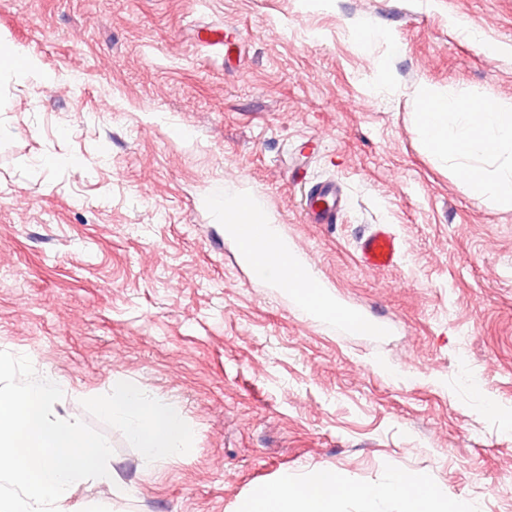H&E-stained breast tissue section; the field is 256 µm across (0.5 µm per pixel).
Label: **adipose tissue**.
I'll return each mask as SVG.
<instances>
[{"mask_svg": "<svg viewBox=\"0 0 512 512\" xmlns=\"http://www.w3.org/2000/svg\"><path fill=\"white\" fill-rule=\"evenodd\" d=\"M415 97L433 108L430 116L419 119L425 147L452 163L475 199L512 209V98L485 102L483 111L473 112L436 86H419ZM487 159L497 161L494 173L483 168ZM99 408L124 426L140 451L143 469L179 457L189 444L191 432L181 410L150 397L136 384L113 383ZM347 497L360 502L361 512H374L380 497L397 501L400 512L448 509L443 492L419 473L391 475L379 489L369 491L336 469L318 467L300 478L265 486L245 502L242 512H339L340 501Z\"/></svg>", "mask_w": 512, "mask_h": 512, "instance_id": "1", "label": "adipose tissue"}]
</instances>
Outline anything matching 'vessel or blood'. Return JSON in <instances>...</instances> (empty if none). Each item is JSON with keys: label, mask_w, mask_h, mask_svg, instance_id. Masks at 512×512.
Returning a JSON list of instances; mask_svg holds the SVG:
<instances>
[{"label": "vessel or blood", "mask_w": 512, "mask_h": 512, "mask_svg": "<svg viewBox=\"0 0 512 512\" xmlns=\"http://www.w3.org/2000/svg\"><path fill=\"white\" fill-rule=\"evenodd\" d=\"M348 207L347 198L340 183L324 180L311 183L306 194L303 214L310 224H334ZM240 252L250 262L254 275L275 280L302 305L310 310H321L323 316L335 321L346 334L354 336H383L388 324L366 312L340 303H328L318 307L310 290L316 282L312 276L296 281L285 276L282 270L264 265L254 252V245L271 234V227L251 216L240 213L230 227ZM357 259L361 266L372 270H387L398 265L403 254V242L390 225L375 224L364 232L356 242Z\"/></svg>", "instance_id": "1"}]
</instances>
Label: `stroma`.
Returning <instances> with one entry per match:
<instances>
[{
	"mask_svg": "<svg viewBox=\"0 0 512 512\" xmlns=\"http://www.w3.org/2000/svg\"><path fill=\"white\" fill-rule=\"evenodd\" d=\"M220 27L229 62L198 41ZM0 42L51 78L0 73V350L63 383L54 415L103 432L131 487L79 484L72 512H241L320 465L512 512V210L425 149L414 97H512V0H0ZM308 139L339 223L303 219L288 156ZM239 197L390 332L345 335L255 277L216 221ZM374 224L396 268L360 266ZM118 380L181 408L188 452L142 470L99 409ZM357 259L361 266L387 270L398 265L403 242L389 224H374L356 241Z\"/></svg>",
	"mask_w": 512,
	"mask_h": 512,
	"instance_id": "1",
	"label": "stroma"
}]
</instances>
